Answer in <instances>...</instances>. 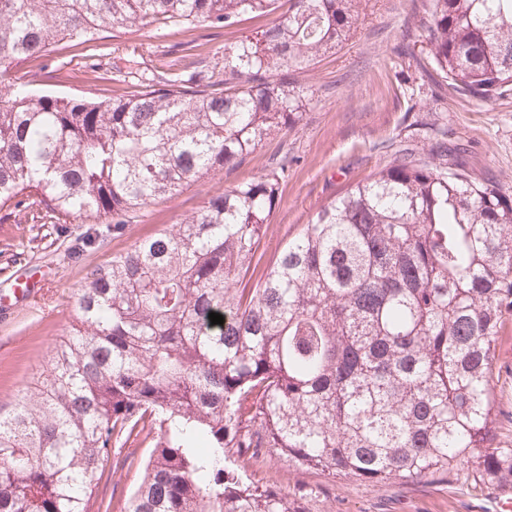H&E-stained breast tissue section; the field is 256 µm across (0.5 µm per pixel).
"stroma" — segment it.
<instances>
[{
  "label": "stroma",
  "instance_id": "1",
  "mask_svg": "<svg viewBox=\"0 0 512 512\" xmlns=\"http://www.w3.org/2000/svg\"><path fill=\"white\" fill-rule=\"evenodd\" d=\"M426 0H363L353 34L320 63L297 74L309 97L300 123L265 139L238 168L190 183L179 195L143 206L136 222L111 224L30 223L17 209L0 218V292L30 286L14 319L0 323V410L9 411L26 383L45 369L55 343L75 312L88 267L112 253L172 227L211 198L269 167L288 165L278 203L260 251L262 265L274 261L288 239L318 211L408 148L429 158L428 129L448 133V153L472 180L498 186L512 197V90L481 100L441 85L425 60V43L403 53L420 34ZM246 17L231 29L198 24L119 32L96 45L59 46L35 62L20 65L33 92L76 98L109 97L135 90L169 70L207 64L224 76V49L267 24ZM493 377L494 434L512 436V315L496 340ZM227 468L247 482L304 493L307 512H512L500 493L502 479L472 492L444 478L364 482L353 476L300 471L268 451L229 452Z\"/></svg>",
  "mask_w": 512,
  "mask_h": 512
}]
</instances>
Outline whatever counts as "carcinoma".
Returning a JSON list of instances; mask_svg holds the SVG:
<instances>
[{
	"label": "carcinoma",
	"mask_w": 512,
	"mask_h": 512,
	"mask_svg": "<svg viewBox=\"0 0 512 512\" xmlns=\"http://www.w3.org/2000/svg\"><path fill=\"white\" fill-rule=\"evenodd\" d=\"M284 2L224 52V79L194 70L94 102L34 95L13 68L113 30L233 28L278 0H0V207L126 224L293 129L308 106L293 75L348 40L362 0ZM426 13L427 64L451 88L487 100L512 87V0H428ZM433 151H399L258 277L282 168L91 268L45 370L0 412V512H306L226 468V448L476 492L512 476V439L489 430L512 200L448 162L447 138ZM465 457L478 475L459 473ZM120 464L131 492L97 501Z\"/></svg>",
	"instance_id": "1"
}]
</instances>
